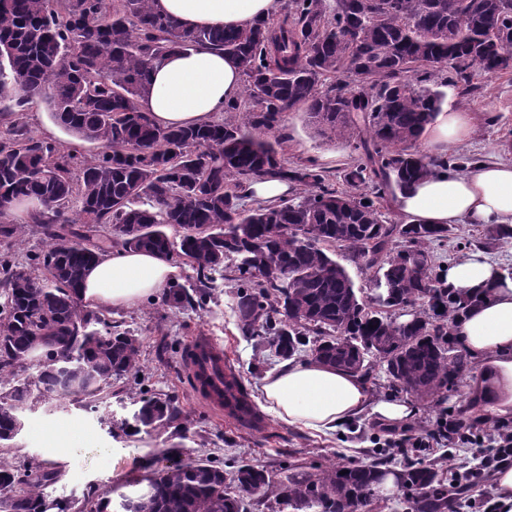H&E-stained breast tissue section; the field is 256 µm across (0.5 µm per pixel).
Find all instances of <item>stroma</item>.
Returning <instances> with one entry per match:
<instances>
[{
	"label": "stroma",
	"mask_w": 512,
	"mask_h": 512,
	"mask_svg": "<svg viewBox=\"0 0 512 512\" xmlns=\"http://www.w3.org/2000/svg\"><path fill=\"white\" fill-rule=\"evenodd\" d=\"M447 102L471 112L475 129L470 139L454 145L455 153L475 158L512 161V73H475L471 90L444 87ZM23 124L35 137L92 161L96 142L78 138L57 124L42 100L17 106L0 101V132L13 123ZM281 149L289 164L314 162L327 180L341 185L343 171L357 153L342 138H328L310 123L305 109L288 112ZM485 225L456 224L445 241L430 244L435 261L448 263L463 257L465 243L482 240ZM203 305L172 308L162 295L136 306L108 311V318L133 330L140 340L142 375H130L92 405L49 396L21 406L23 429L13 447H0V462L20 466L27 462L55 468L58 478L44 487L47 500L81 506L88 492L118 498L129 483L155 475L175 463L211 460L234 465L251 464L281 475L285 454H292L301 471L330 463L368 461V450L384 441L388 421L364 413L350 424L323 434L308 431L260 412L261 425L245 428L231 419H218L199 404L192 382L182 371L181 355L191 337L209 335L223 348L250 400L267 372L279 366L274 354L261 351L255 338L242 335L235 313L237 283L232 262L212 271ZM474 392L470 378L458 390L444 393L439 403L415 401L416 413L407 425L419 435L432 428L440 413L468 407ZM171 398L183 420L168 427L123 432L141 398Z\"/></svg>",
	"instance_id": "35a3bbf8"
}]
</instances>
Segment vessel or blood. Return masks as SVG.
Instances as JSON below:
<instances>
[{
  "label": "vessel or blood",
  "instance_id": "b4317fda",
  "mask_svg": "<svg viewBox=\"0 0 512 512\" xmlns=\"http://www.w3.org/2000/svg\"><path fill=\"white\" fill-rule=\"evenodd\" d=\"M183 367L189 374L202 379L196 387L197 399L217 413H224V385L221 378L228 373L229 366L223 349L209 337H194L186 348Z\"/></svg>",
  "mask_w": 512,
  "mask_h": 512
}]
</instances>
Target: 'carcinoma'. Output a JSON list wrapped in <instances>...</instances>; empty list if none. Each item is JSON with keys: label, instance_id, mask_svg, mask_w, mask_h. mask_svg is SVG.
Instances as JSON below:
<instances>
[{"label": "carcinoma", "instance_id": "1", "mask_svg": "<svg viewBox=\"0 0 512 512\" xmlns=\"http://www.w3.org/2000/svg\"><path fill=\"white\" fill-rule=\"evenodd\" d=\"M208 45L235 59L240 98L222 122L161 129L139 108L152 66L174 48ZM512 0H287L283 15L241 29L186 30L154 11L151 0H0V100L20 107L39 98L67 131L94 141L93 161L14 124L0 133V443L13 441L18 409L40 396L80 402L98 397L139 368V338L78 298L85 273L104 255L103 226L123 225L108 241L157 252L196 270L200 296L208 274L236 262L238 328L259 336L281 361L311 357L368 382L432 402L473 369L456 355L453 327L476 299L448 290L428 244L451 229L390 224L386 194L403 192L438 163L418 150L443 106L439 87L470 86L472 73L512 71ZM303 107L322 135L354 142L358 163L344 190L313 164L290 167L271 140L285 113ZM82 166L73 182L71 171ZM281 178L301 195L245 209L243 187ZM34 200L28 223L13 204ZM49 242L31 255L43 275L12 267V243L28 225ZM351 252L386 301L360 297L346 267L328 254ZM190 301L172 286L164 302ZM38 377L20 379L33 354ZM180 411L146 397L133 428H163ZM411 459L397 487L414 512H448V483L435 462ZM393 456L338 463L304 476L249 464L231 474L210 460L149 481L116 505L89 498L85 512H247L256 497L294 512H358L379 488ZM346 474H340V471ZM57 478L40 465L0 463V498L12 512H68L41 488Z\"/></svg>", "mask_w": 512, "mask_h": 512}]
</instances>
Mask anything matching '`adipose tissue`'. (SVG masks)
Here are the masks:
<instances>
[{
    "label": "adipose tissue",
    "mask_w": 512,
    "mask_h": 512,
    "mask_svg": "<svg viewBox=\"0 0 512 512\" xmlns=\"http://www.w3.org/2000/svg\"><path fill=\"white\" fill-rule=\"evenodd\" d=\"M153 6L188 29H233L274 17L280 0H154ZM242 84L234 59L206 45L176 49L155 64L139 107L161 128L201 125L239 97ZM473 122L471 113L444 105L426 128L424 144L447 158L449 145L467 139ZM397 209L411 224L512 228V162L478 160L459 175L436 170L399 194ZM176 272L158 253L116 249L88 269L79 297L92 309L129 307L163 291ZM445 282L479 297L457 322L455 336L477 363L474 388L487 416L512 417V276L475 248L448 264ZM259 399L280 421L318 433L335 431L368 409L395 422L413 413L407 401L370 403L360 377L312 359L266 374Z\"/></svg>",
    "instance_id": "adipose-tissue-1"
}]
</instances>
